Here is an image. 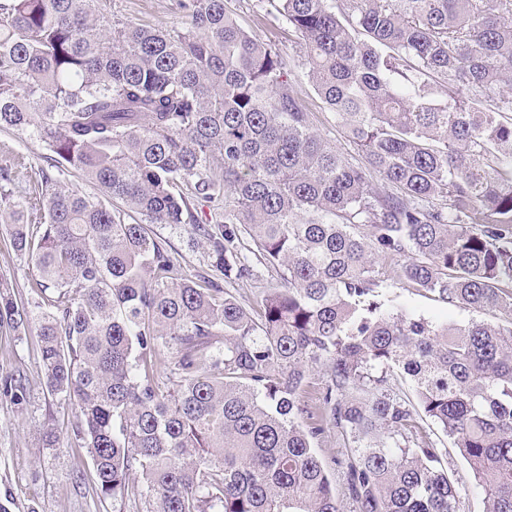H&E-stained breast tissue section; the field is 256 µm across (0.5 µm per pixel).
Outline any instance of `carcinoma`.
Returning a JSON list of instances; mask_svg holds the SVG:
<instances>
[{"label": "carcinoma", "mask_w": 512, "mask_h": 512, "mask_svg": "<svg viewBox=\"0 0 512 512\" xmlns=\"http://www.w3.org/2000/svg\"><path fill=\"white\" fill-rule=\"evenodd\" d=\"M275 2L361 159L321 136L288 60L226 0H176L182 27L0 0V127L49 152L31 198L0 168V226L40 294L26 306L1 276L0 332L38 321L92 512H461L423 418L486 512H512V0ZM151 224L190 227L228 284L253 278L251 243L279 283L254 313L187 277ZM404 280L496 320L380 300ZM330 430L348 443L340 493L313 448ZM423 426L426 428L434 446L438 448L444 465L448 466V472L453 475V479L459 488L463 512H484L486 509L485 496L476 485L467 461L458 453L456 448L452 447L451 440L437 425L428 420Z\"/></svg>", "instance_id": "cac0c4a2"}]
</instances>
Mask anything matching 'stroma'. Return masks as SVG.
I'll return each mask as SVG.
<instances>
[{
  "label": "stroma",
  "mask_w": 512,
  "mask_h": 512,
  "mask_svg": "<svg viewBox=\"0 0 512 512\" xmlns=\"http://www.w3.org/2000/svg\"><path fill=\"white\" fill-rule=\"evenodd\" d=\"M241 25L253 36L275 45L289 60L291 80L300 102L313 112L321 135L341 151L351 146L336 125L332 112L308 82L301 65L298 38L286 20L265 15L258 0H229ZM104 8L114 19L150 25H179L183 19L174 0H106ZM43 143L29 134L0 128V167L11 168L20 194L31 192L38 172L45 167ZM151 230L170 241L172 255L188 277L205 270L201 247L192 241L188 228L167 224ZM0 276L6 277L18 301L33 303L38 290L26 259L11 245L10 236L0 230ZM391 296L406 311L432 322L465 324L485 320L486 315L444 302L411 283L391 289ZM37 324H29L16 334H0V378L16 373L26 382V398L17 403L0 393V506L7 512H86L84 486L75 482L76 474L93 477L94 471L85 449L70 445L73 414L58 397L51 395L39 367ZM55 431L59 446H42L46 431ZM428 434L452 474L460 492L463 512H485L486 500L476 485L467 461L453 448L451 440L437 426Z\"/></svg>",
  "instance_id": "35a3bbf8"
}]
</instances>
